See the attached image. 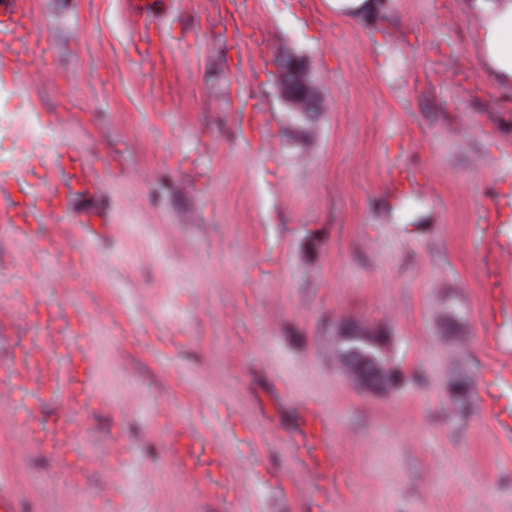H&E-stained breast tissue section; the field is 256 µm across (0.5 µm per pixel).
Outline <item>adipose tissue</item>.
<instances>
[{
	"label": "adipose tissue",
	"mask_w": 512,
	"mask_h": 512,
	"mask_svg": "<svg viewBox=\"0 0 512 512\" xmlns=\"http://www.w3.org/2000/svg\"><path fill=\"white\" fill-rule=\"evenodd\" d=\"M464 6L478 18L473 40L482 62L512 86V0H464Z\"/></svg>",
	"instance_id": "adipose-tissue-1"
}]
</instances>
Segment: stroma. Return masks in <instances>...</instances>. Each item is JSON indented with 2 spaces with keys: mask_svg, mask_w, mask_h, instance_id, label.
I'll use <instances>...</instances> for the list:
<instances>
[{
  "mask_svg": "<svg viewBox=\"0 0 512 512\" xmlns=\"http://www.w3.org/2000/svg\"><path fill=\"white\" fill-rule=\"evenodd\" d=\"M375 4L186 0L154 55L125 0H30L49 51L0 114L41 137L0 169L40 178L68 137L98 186L76 206L112 234L49 223L46 249L0 219V365L44 344L36 304L78 311L99 363L35 423L0 382L9 512H512V436L475 391L512 366V87L460 0ZM284 55L324 103L313 135ZM341 320L388 331L397 390L346 380ZM177 426L223 448V492L170 456ZM326 7L345 17H361L370 14L375 8L374 0H324ZM303 70L304 68L300 61L294 58L289 59L288 57H284L277 70V75L279 76V85L281 89L288 88V75H300V81L296 86V90H301L303 93L302 95H295L293 97L291 103H288V109L291 114L290 116L301 123L304 130H308L313 129V125H310L308 118L303 116L306 112L305 105L309 99H314L320 104V99L317 90L309 77L306 74H301Z\"/></svg>",
  "mask_w": 512,
  "mask_h": 512,
  "instance_id": "1",
  "label": "stroma"
}]
</instances>
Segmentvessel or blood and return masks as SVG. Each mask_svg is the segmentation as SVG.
<instances>
[{"mask_svg":"<svg viewBox=\"0 0 512 512\" xmlns=\"http://www.w3.org/2000/svg\"><path fill=\"white\" fill-rule=\"evenodd\" d=\"M181 0H131L130 10L148 44L163 41L167 20L173 19ZM37 33L28 0H0V72L14 74L20 60L29 56ZM46 178L33 182L12 171L0 172V204L15 237L30 240L42 224L57 219L62 224H103L107 216L95 209L75 211V193L90 194L85 152L60 141L45 163ZM482 406L493 413L504 433L512 432V377L501 369L488 372L479 387ZM173 456L193 479H207L224 471V452L213 443H202L190 431H180L171 441Z\"/></svg>","mask_w":512,"mask_h":512,"instance_id":"1","label":"vessel or blood"}]
</instances>
